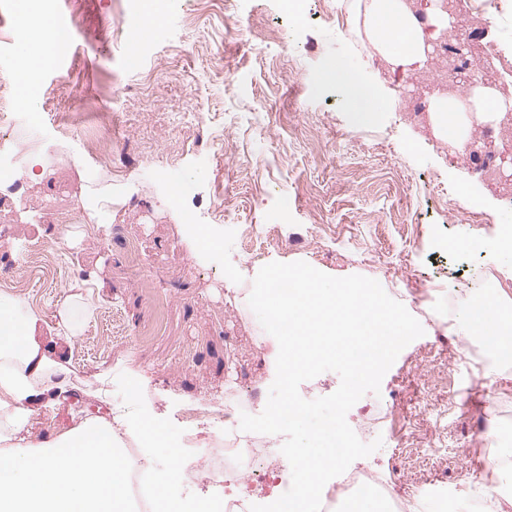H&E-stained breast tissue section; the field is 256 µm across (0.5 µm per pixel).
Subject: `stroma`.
<instances>
[{"label": "stroma", "instance_id": "obj_1", "mask_svg": "<svg viewBox=\"0 0 512 512\" xmlns=\"http://www.w3.org/2000/svg\"><path fill=\"white\" fill-rule=\"evenodd\" d=\"M357 2L305 0L293 14L280 0H236L229 12L224 0H166L163 20L136 40L120 24L125 0H51L71 43L36 79L28 109L40 116V141L19 125L11 133L35 175L22 199L24 239L0 240V292L38 314L44 336L72 286L95 308L69 313L82 330L63 349L75 389L42 409V432L110 414L122 396L128 418L151 416L180 434L184 400L207 402L246 370L269 390L277 347L251 348L250 336L264 333L248 305L252 283L268 263L304 261L377 280L424 329L382 379L380 401L397 404L391 415L379 422L358 404L347 414L352 429L382 438L370 460L398 495L423 490L424 512H464L480 486L458 491L462 474L512 450V361L486 375L482 338L453 331L488 271L512 296V277L489 249L512 222V199L475 180L431 120L407 118L364 29L336 23L335 11ZM12 6L0 0V82L11 85L22 33ZM332 61L377 89L384 105L369 123H357L344 94L323 81ZM107 83L120 107L102 94ZM111 109L122 150L115 167L80 152L63 167L42 164L46 146L69 141L61 114ZM61 190L74 198L66 239L43 221ZM451 199L484 222H461ZM190 216L222 242L208 259L182 237ZM246 224L278 236V246L246 248ZM132 238L151 276L129 267ZM134 371L146 380L129 396Z\"/></svg>", "mask_w": 512, "mask_h": 512}]
</instances>
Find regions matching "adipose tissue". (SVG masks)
I'll return each mask as SVG.
<instances>
[{
    "label": "adipose tissue",
    "instance_id": "ef3b65f1",
    "mask_svg": "<svg viewBox=\"0 0 512 512\" xmlns=\"http://www.w3.org/2000/svg\"><path fill=\"white\" fill-rule=\"evenodd\" d=\"M428 16L432 29L424 31L419 15ZM366 23L375 49L393 66L422 68L436 31L449 28L451 18L443 0H367ZM46 15L30 14L25 39L26 66L18 77L20 105H27L35 79L53 47L47 46ZM332 76L355 111L354 118L370 119L376 101L360 83L356 71L332 64ZM39 318L22 312L16 298L0 295V512H128L121 495L127 460L124 438L132 434L166 452L167 468L155 476L156 512H218L215 500L202 496L191 501L176 498L181 471L178 440L157 422L139 418L112 422L90 415L59 433L38 429L36 407L54 405L58 395L69 393L70 369L54 346L68 344L78 327L60 320L49 341L36 336ZM454 329L460 336L493 339L512 330V309H482L467 304Z\"/></svg>",
    "mask_w": 512,
    "mask_h": 512
}]
</instances>
